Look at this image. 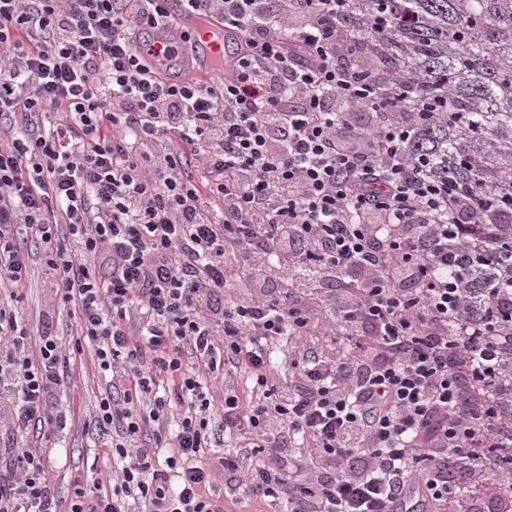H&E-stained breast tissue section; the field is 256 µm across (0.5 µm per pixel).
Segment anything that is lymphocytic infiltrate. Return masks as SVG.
Wrapping results in <instances>:
<instances>
[{
  "mask_svg": "<svg viewBox=\"0 0 512 512\" xmlns=\"http://www.w3.org/2000/svg\"><path fill=\"white\" fill-rule=\"evenodd\" d=\"M186 2L233 33L220 82L143 59V27H175L156 0H0V427L66 425L58 335L31 356L15 307L28 232L112 375L89 426L121 464L64 506L11 447L0 512H391L414 485L431 512H512V322L448 276L457 199L407 151L430 107L399 120L392 83L337 65L353 0ZM226 365L250 387L217 401ZM226 431L252 463L197 465Z\"/></svg>",
  "mask_w": 512,
  "mask_h": 512,
  "instance_id": "f902f5d3",
  "label": "lymphocytic infiltrate"
}]
</instances>
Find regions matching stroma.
<instances>
[{
	"instance_id": "35a3bbf8",
	"label": "stroma",
	"mask_w": 512,
	"mask_h": 512,
	"mask_svg": "<svg viewBox=\"0 0 512 512\" xmlns=\"http://www.w3.org/2000/svg\"><path fill=\"white\" fill-rule=\"evenodd\" d=\"M49 294L43 265L33 263L30 279L19 291L17 309L29 343L37 342L42 326L48 320L66 342L69 377L65 389L54 396L53 405L65 412L73 411L74 417L51 437L41 440L31 436L27 443L42 454L55 495L64 501L70 499L76 489L92 488L112 469V460L101 440L85 427L107 382L95 369L91 345H84L79 351L73 347L77 324L71 309L64 304L50 303Z\"/></svg>"
}]
</instances>
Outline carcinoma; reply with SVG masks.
<instances>
[{"label": "carcinoma", "instance_id": "carcinoma-1", "mask_svg": "<svg viewBox=\"0 0 512 512\" xmlns=\"http://www.w3.org/2000/svg\"><path fill=\"white\" fill-rule=\"evenodd\" d=\"M379 14L385 31L361 25ZM339 26L353 37L346 65L369 42L370 67H389L407 99L441 103L408 152L467 204L468 237L495 243L482 263L472 249L449 247L448 274L471 290L473 313L496 315L492 290L512 284V0H357Z\"/></svg>", "mask_w": 512, "mask_h": 512}]
</instances>
